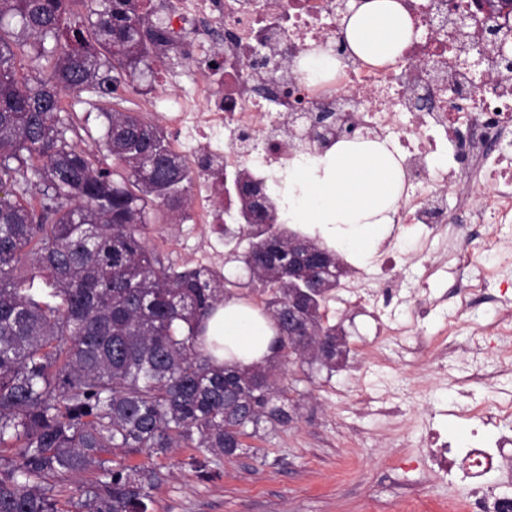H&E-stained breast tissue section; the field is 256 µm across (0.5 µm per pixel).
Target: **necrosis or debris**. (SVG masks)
<instances>
[{"label": "necrosis or debris", "instance_id": "4bbe7bcc", "mask_svg": "<svg viewBox=\"0 0 512 512\" xmlns=\"http://www.w3.org/2000/svg\"><path fill=\"white\" fill-rule=\"evenodd\" d=\"M401 2L420 35L379 65L351 50L339 0H165L178 51L203 73L167 120L174 146L199 173L192 193L199 220L178 225L168 241L180 251L195 248L200 264L223 262L224 227L242 217L212 172H223L225 181L241 170L257 181L276 180L288 161L306 156L295 136L309 129L330 143L340 132L385 141L396 147L405 174L395 225L369 268L345 284L347 301L372 307L379 350L460 353L471 379L492 386L512 374L505 353L476 338L460 343L452 321L434 345L415 324H394L392 316L401 273L414 254L444 248L452 259L475 253L488 262L481 277L459 284L458 303L445 295L419 299L417 321L438 305L452 313L475 308L487 279L512 280L497 233L512 224V83L475 90L482 78L512 75V56L499 50L512 43V14L500 0ZM261 40L278 57L259 61L254 47ZM320 44L330 46L341 66L314 81L294 60ZM467 224L488 230L459 235ZM407 242L413 253L403 251ZM455 414L477 423V431L452 444L428 428L424 467L451 478L463 474L469 512H512V403L460 404Z\"/></svg>", "mask_w": 512, "mask_h": 512}]
</instances>
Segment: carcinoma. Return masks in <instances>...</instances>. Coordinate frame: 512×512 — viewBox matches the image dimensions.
I'll use <instances>...</instances> for the list:
<instances>
[{
	"label": "carcinoma",
	"mask_w": 512,
	"mask_h": 512,
	"mask_svg": "<svg viewBox=\"0 0 512 512\" xmlns=\"http://www.w3.org/2000/svg\"><path fill=\"white\" fill-rule=\"evenodd\" d=\"M82 4L72 19L70 4ZM173 48L142 0H0V512H60L56 482L92 471L79 512H150L158 472L109 458L181 446L234 456L261 424L286 425L270 368L228 367L204 347L205 322L241 287L164 264L151 224H180L196 178L165 132L103 108L112 169L71 143L63 99H120ZM248 236L245 266L288 321L283 224ZM311 304L307 349L278 352L336 368L338 336L321 309L345 274L336 252Z\"/></svg>",
	"instance_id": "cac0c4a2"
}]
</instances>
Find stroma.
Segmentation results:
<instances>
[{
	"label": "stroma",
	"instance_id": "35a3bbf8",
	"mask_svg": "<svg viewBox=\"0 0 512 512\" xmlns=\"http://www.w3.org/2000/svg\"><path fill=\"white\" fill-rule=\"evenodd\" d=\"M167 68L174 80L165 90L155 89L146 74L127 95L131 109L160 127L176 97L191 92L198 78L197 68L179 58ZM68 101L70 140L95 149L106 124L100 101L85 92L70 94ZM322 312L345 333L346 356L332 371L305 360H277L275 383L290 398L288 425L262 429L236 456L210 462L205 476L194 465L200 456L194 448H173L154 459L115 451V460L131 466L154 461L161 477L152 492L154 512H416L431 497L466 492L463 482H435L399 468L398 460L405 447L419 448L427 425L452 441L470 434L468 421L440 415L437 396L423 392V384L473 405L483 402L485 386L458 385L466 371L459 358L433 353L414 362L395 356L377 362L371 353L375 325L364 309L340 312L331 299ZM367 395L408 401L409 413L399 423L377 415L357 418Z\"/></svg>",
	"mask_w": 512,
	"mask_h": 512
}]
</instances>
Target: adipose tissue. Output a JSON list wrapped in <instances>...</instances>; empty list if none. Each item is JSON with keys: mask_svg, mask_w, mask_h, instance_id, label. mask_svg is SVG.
Instances as JSON below:
<instances>
[{"mask_svg": "<svg viewBox=\"0 0 512 512\" xmlns=\"http://www.w3.org/2000/svg\"><path fill=\"white\" fill-rule=\"evenodd\" d=\"M346 38L361 58L382 64L400 54L414 31L399 0H350ZM404 173L388 145L340 140L289 164L279 190L287 223L311 224L334 236L352 259H367L392 223ZM277 334L273 321L242 300L225 301L207 321L217 359L247 368L270 356Z\"/></svg>", "mask_w": 512, "mask_h": 512, "instance_id": "ef3b65f1", "label": "adipose tissue"}]
</instances>
